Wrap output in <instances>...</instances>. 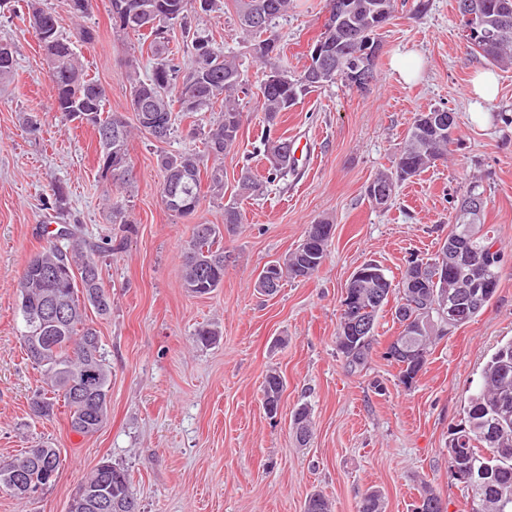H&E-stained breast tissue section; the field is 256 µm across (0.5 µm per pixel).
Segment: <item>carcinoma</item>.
<instances>
[{"label": "carcinoma", "mask_w": 512, "mask_h": 512, "mask_svg": "<svg viewBox=\"0 0 512 512\" xmlns=\"http://www.w3.org/2000/svg\"><path fill=\"white\" fill-rule=\"evenodd\" d=\"M21 8L34 35L48 33V40L40 41L47 57L54 61L51 70L50 92L55 111L65 121H76L92 128L98 143V164L101 173L112 179V186L126 190L132 187L131 169L121 170L111 164L112 146L104 139L103 131L118 128V146L124 156L134 131L154 135L153 122L165 124L160 141L170 139L176 129L173 112L178 110L188 118L199 112H209L219 106L220 116L201 132L204 154L218 160L235 148L244 122L243 100L249 90V79L237 56L215 46L203 32V22L223 7V0H110L109 14L112 29L122 34H133L149 41L153 57L150 74L142 78L137 62L129 60L130 101L136 114L137 126L131 127L124 116L105 112L107 94L97 80L84 70L73 43L60 32L53 13L43 9L39 0H21ZM240 33L250 42L255 58L266 61L270 55L260 49L261 36L268 39L272 24L288 14L293 0H234ZM373 0H349L354 17L344 22L363 23L366 36L379 39L381 22L372 17L358 18L365 4ZM484 15L499 21L506 20L507 31L491 41H478L470 48L496 67L512 65V0H477ZM263 14L267 21L260 27L252 18ZM180 28L185 34L190 55L189 67L181 72L169 51L171 30ZM324 46V55L337 65L336 77L329 80L314 79L310 73L319 66L313 53H308V64L298 74H290L275 67L265 74L259 84L260 112L266 127L261 142L263 155L269 168L265 179H255L244 171L239 179L240 195L251 197L264 194L266 184L283 179L295 171V158L291 156L292 140L278 132L281 113L290 110L311 92L336 81H345V71L358 61L361 42L357 38L336 41V37L322 25L313 45ZM439 113L431 109L416 115L408 128L393 168L378 173L371 188L388 191L387 200L379 204L372 193L368 200L374 207L388 208L395 196L398 183L416 177L430 168L423 155L430 153L442 159L451 151L456 139L448 136V129L433 127L430 120ZM165 178L160 196L165 208L177 217H187L199 208L204 193L213 199L224 198V168L213 165L201 175V155L198 153H166L161 156ZM476 236L470 238L458 227L455 218L448 224V239L460 236L467 246L482 254L491 269L488 275L489 297L499 288L504 254L493 230L476 220ZM333 225L320 220L307 225L301 244L284 257L274 261L279 267L277 279H307L323 265L332 236ZM223 231L217 224H194L187 240L183 263V288L196 295H206L224 283ZM442 248L430 261L411 258L407 261L399 281L376 277L367 287L358 290L362 299L354 304L341 301V313L336 328V352L351 369L365 367L371 357L380 313L389 301H394L392 320L399 332L386 344L382 356L399 365V382L410 389L425 369L428 356L436 340L444 335L440 328L445 310L441 307L443 282L434 280V271L447 258ZM112 251L108 242L86 239L75 224L61 223L48 236L45 245L33 253L26 262L18 281V310L24 324L21 337L27 358L42 368L47 388L35 394L42 406H30L38 418L50 419L59 407L68 411L72 432L88 436L98 432L107 419L102 413L98 421L82 419L84 402L74 395L86 392L87 397L103 402L108 408L111 371L108 369L99 342L91 341L97 330L87 323L88 311L105 318L111 312V297L101 281L99 257ZM427 273L421 288L408 287L409 280L419 271ZM53 302L61 303L66 311L63 321L40 320L44 309ZM367 319L372 335L355 337L351 322ZM429 322L436 327L429 329ZM420 330H415L418 325ZM42 340L40 349L32 351L29 336ZM409 346L418 352V359L400 360L390 357L393 344ZM284 384L275 373L266 375L263 385V405H281ZM463 425L468 435V447L462 450L448 436V468L469 467L489 475V481L463 482L469 499V512H512V341L501 346L486 362L481 372V383L468 397L463 409ZM292 427L303 433L302 441L311 436L310 410L299 406L291 414ZM62 460L55 448H28L16 457H0V487L18 478L33 488L49 487L52 472L61 469ZM85 490L82 502L74 512H117L101 507V501L113 504H136L130 491L128 471L109 460L101 461L82 482ZM439 495L428 485L419 490V502L413 512H425ZM304 512H331L329 500L320 492L312 493L305 501ZM359 512H383L380 491L371 490L362 497Z\"/></svg>", "instance_id": "obj_1"}]
</instances>
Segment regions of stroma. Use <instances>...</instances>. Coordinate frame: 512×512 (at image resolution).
Listing matches in <instances>:
<instances>
[{
	"instance_id": "obj_1",
	"label": "stroma",
	"mask_w": 512,
	"mask_h": 512,
	"mask_svg": "<svg viewBox=\"0 0 512 512\" xmlns=\"http://www.w3.org/2000/svg\"><path fill=\"white\" fill-rule=\"evenodd\" d=\"M398 0L381 34L377 81L356 91L336 83L312 92L284 113L280 131L313 146L294 175L268 184L264 194L238 200L243 222L224 239V284L204 296L182 285V251L192 224H223L224 201L235 199L242 169L261 142L264 124L256 97L243 101L239 145L222 160L224 199L204 198L193 218L169 213L160 197L164 153L202 152L188 138L190 121L177 117L169 142L136 134L129 144L133 187L125 196L130 222L114 224L103 206L113 194L97 163L91 128L63 121L50 94L47 58L28 22L0 15V43L17 61L0 84V457L45 441L63 459L54 484L27 500L0 488V512H67L84 477L104 459L128 470L140 512H303L321 491L332 512H358L369 488L384 497V512H412L421 484L444 500L447 512H468L467 492L448 473V434L461 423L483 366L512 341V67L498 69L495 101L473 111L466 93L485 59L468 48L456 0ZM63 34L95 27L99 40L77 45L91 77L106 87V109L136 116L130 102L128 60L148 70L150 56L136 37L112 31L108 0H97L85 22L66 0H41ZM325 0H295L273 29L279 64L299 73L321 30ZM205 28L215 45L241 53L252 85L263 64L239 41L232 0ZM417 55L419 74L404 82L395 57ZM457 112L459 142L447 161L400 184L393 204L373 207L365 188L393 167L417 113ZM488 199L485 222L505 250L492 301L476 319L449 332L433 348L412 388L380 355L398 326L378 321L376 351L361 370L336 352V328L346 285L368 260L397 280L410 255L434 257L448 217L470 181ZM66 193L67 222L91 240L111 238L100 260L112 311L94 326L112 371L108 417L95 434L73 433L65 412L34 418L29 402L43 385L27 360L20 333L17 282L28 258L47 241L53 186ZM332 224L328 255L312 277L285 280L276 295L254 288L261 269L301 241L308 224ZM216 328L215 342L197 344L196 330ZM284 381L281 408H263L268 373ZM311 412L312 436L300 445L291 429L299 405Z\"/></svg>"
}]
</instances>
